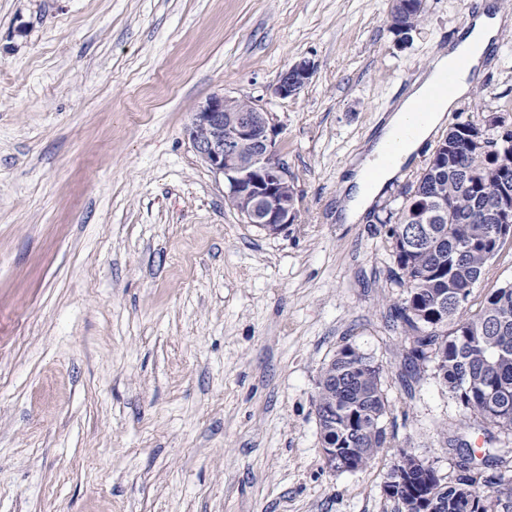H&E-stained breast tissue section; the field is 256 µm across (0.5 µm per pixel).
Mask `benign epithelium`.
Returning <instances> with one entry per match:
<instances>
[{
    "instance_id": "7a95c632",
    "label": "benign epithelium",
    "mask_w": 512,
    "mask_h": 512,
    "mask_svg": "<svg viewBox=\"0 0 512 512\" xmlns=\"http://www.w3.org/2000/svg\"><path fill=\"white\" fill-rule=\"evenodd\" d=\"M315 63L300 60L280 76L272 93L297 95L315 73ZM195 151L224 179L225 197L247 224H293L288 207V167L276 153L275 129L252 99L212 95L194 113L187 129Z\"/></svg>"
}]
</instances>
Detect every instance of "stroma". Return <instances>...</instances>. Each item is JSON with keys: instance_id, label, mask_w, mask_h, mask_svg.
<instances>
[{"instance_id": "1", "label": "stroma", "mask_w": 512, "mask_h": 512, "mask_svg": "<svg viewBox=\"0 0 512 512\" xmlns=\"http://www.w3.org/2000/svg\"><path fill=\"white\" fill-rule=\"evenodd\" d=\"M483 0H0V512H394L401 450L458 474L486 437L414 370L384 221L450 125L512 123V26L358 224L343 169ZM316 71L296 96L272 86ZM277 130L297 223H243L186 134L214 94ZM512 281V242L470 297ZM383 368L395 437L329 470L314 397L344 345ZM421 1L424 0H393L389 11V29L390 31L399 36L401 33V27L406 24H410V19L414 22L416 28L422 21L423 11L418 12L415 8L416 5H420ZM398 2V3H397ZM400 2V3H399ZM414 28V29H415ZM413 29V30H414ZM315 63L300 60L286 69L272 88V93L280 98L297 95L315 73ZM289 76V77H288Z\"/></svg>"}]
</instances>
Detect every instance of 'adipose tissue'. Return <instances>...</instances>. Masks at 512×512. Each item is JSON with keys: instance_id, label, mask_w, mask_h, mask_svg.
Returning <instances> with one entry per match:
<instances>
[{"instance_id": "ef3b65f1", "label": "adipose tissue", "mask_w": 512, "mask_h": 512, "mask_svg": "<svg viewBox=\"0 0 512 512\" xmlns=\"http://www.w3.org/2000/svg\"><path fill=\"white\" fill-rule=\"evenodd\" d=\"M507 22V17L495 0H485L479 11L467 16L447 49L433 56L426 70L412 83L387 116L380 133L367 145L363 156L351 162L340 186V195L345 203L336 212L337 223H358L373 203L386 193L390 184L401 177L403 167L417 157L421 146L445 121L448 112L456 109L461 100L470 98L484 78L486 58ZM463 50L469 53L468 64L458 71L452 92L429 113L424 123L409 126L413 105L428 96L438 79L454 67ZM397 137L402 140L397 160L389 165L383 164L382 159L388 146ZM374 167L378 168L379 175L372 180L367 173Z\"/></svg>"}]
</instances>
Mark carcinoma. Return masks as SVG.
<instances>
[{"label":"carcinoma","instance_id":"1","mask_svg":"<svg viewBox=\"0 0 512 512\" xmlns=\"http://www.w3.org/2000/svg\"><path fill=\"white\" fill-rule=\"evenodd\" d=\"M421 0H393L389 29L419 25ZM512 175V134L470 122L450 128L420 177L403 191L387 235L406 288L395 320L409 341L416 370L435 364L439 377L468 416L512 432V282L469 312L472 289L512 229L490 221L498 206V180ZM322 440L335 446L329 469L367 468L391 436L385 425L388 400L382 368L356 347L345 345L321 369L314 399ZM459 474L446 482L435 467L405 451L384 491L396 512H512V471L485 470L512 457V448L475 449L459 443Z\"/></svg>","mask_w":512,"mask_h":512}]
</instances>
